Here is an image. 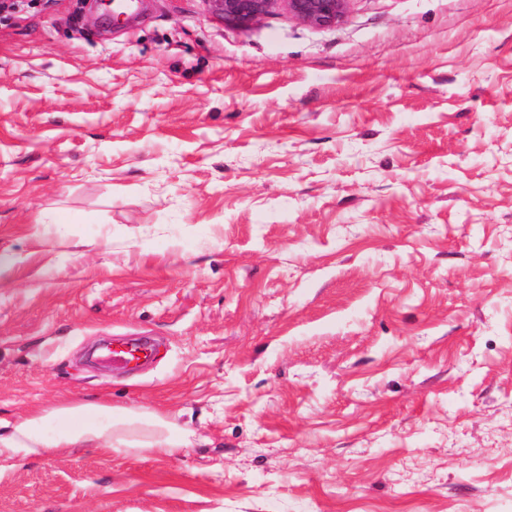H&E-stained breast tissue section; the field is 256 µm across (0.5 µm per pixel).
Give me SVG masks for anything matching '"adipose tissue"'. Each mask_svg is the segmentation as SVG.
<instances>
[{
    "mask_svg": "<svg viewBox=\"0 0 512 512\" xmlns=\"http://www.w3.org/2000/svg\"><path fill=\"white\" fill-rule=\"evenodd\" d=\"M187 443V432L161 416L141 407L115 408L102 401L39 408L15 422H0V456L112 447L168 453Z\"/></svg>",
    "mask_w": 512,
    "mask_h": 512,
    "instance_id": "ef3b65f1",
    "label": "adipose tissue"
}]
</instances>
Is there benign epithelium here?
<instances>
[{"instance_id": "benign-epithelium-1", "label": "benign epithelium", "mask_w": 512, "mask_h": 512, "mask_svg": "<svg viewBox=\"0 0 512 512\" xmlns=\"http://www.w3.org/2000/svg\"><path fill=\"white\" fill-rule=\"evenodd\" d=\"M351 0H211V6L224 23L246 26L257 22L277 4L299 22L316 29H331L341 25L349 11Z\"/></svg>"}]
</instances>
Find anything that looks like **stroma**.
<instances>
[{"label":"stroma","mask_w":512,"mask_h":512,"mask_svg":"<svg viewBox=\"0 0 512 512\" xmlns=\"http://www.w3.org/2000/svg\"><path fill=\"white\" fill-rule=\"evenodd\" d=\"M96 398L191 443L0 512H512V0L0 12V420ZM211 6L226 25L246 26L257 22L277 4L299 22L316 29H331L341 25L349 11L351 0H210ZM145 360H149L154 355V350L148 343L130 344L122 343L118 348L109 349L105 355V360L114 364L127 365L133 360H140L142 356Z\"/></svg>","instance_id":"obj_1"}]
</instances>
